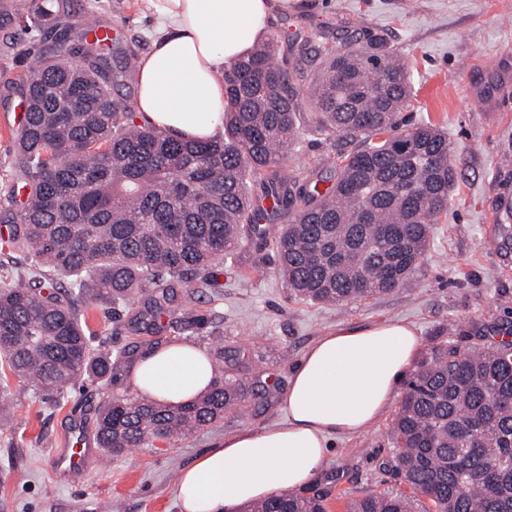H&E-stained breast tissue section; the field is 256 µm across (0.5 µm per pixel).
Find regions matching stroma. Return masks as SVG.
Listing matches in <instances>:
<instances>
[{
    "label": "stroma",
    "mask_w": 512,
    "mask_h": 512,
    "mask_svg": "<svg viewBox=\"0 0 512 512\" xmlns=\"http://www.w3.org/2000/svg\"><path fill=\"white\" fill-rule=\"evenodd\" d=\"M65 22L112 25L114 47L141 56L154 32L142 0H71ZM43 19L0 25V87L15 94L31 58L19 47L47 48ZM269 33H329L337 45L357 47L383 37L409 63L415 90L406 114L445 130L454 148L455 184L448 215L432 225L424 259L408 283L360 301L322 305L295 298L278 278L271 222L263 245L242 233L233 254L217 261L211 285L182 296V310L201 320L193 344L223 354L224 376L251 395L222 420L156 446L101 457L82 479L60 483L52 471L70 419L91 421L113 395L132 394L128 380L80 381L44 398L0 363V512H179L175 488L182 467L225 434L260 428L284 417L282 398L304 351L340 324L405 320L421 337L418 360L434 346L492 345L512 331V0H308L305 10L276 17ZM0 98V212L18 210L23 195L19 159ZM357 141L300 126L285 165L301 180L333 186L331 162ZM88 333L104 351L147 341L126 320L83 303ZM398 405L353 438H335L321 477L306 495L328 496V512L353 500L399 489L391 469Z\"/></svg>",
    "instance_id": "stroma-1"
}]
</instances>
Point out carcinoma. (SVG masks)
<instances>
[{
	"instance_id": "obj_1",
	"label": "carcinoma",
	"mask_w": 512,
	"mask_h": 512,
	"mask_svg": "<svg viewBox=\"0 0 512 512\" xmlns=\"http://www.w3.org/2000/svg\"><path fill=\"white\" fill-rule=\"evenodd\" d=\"M50 55L23 82L28 118L16 138L30 186L9 243L67 287L43 295L41 280L0 279V359L39 393L78 380L116 383L131 354L103 353L77 302L116 312L140 304L131 330L156 331L178 308L179 289L214 281L215 261L239 244L240 228L272 213L288 217L276 238L278 274L303 300L335 304L391 293L416 270L431 225L448 213L455 177L448 134L406 126L414 87L405 61L381 37L342 51L322 32L287 40L293 66L277 61L271 34L224 72V137L178 140L138 127L112 98L136 68L112 70V39L88 40L54 24ZM362 140L339 157L331 195L312 193L286 169L300 121ZM195 401L171 405L121 396L95 410L97 447L107 455L169 441L220 421L244 397L224 381L223 361ZM395 469L410 494L354 500L348 512H512V341L494 349L435 347L411 374L393 425ZM246 512H327L325 496L285 492Z\"/></svg>"
}]
</instances>
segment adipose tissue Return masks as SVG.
<instances>
[{"label": "adipose tissue", "instance_id": "obj_1", "mask_svg": "<svg viewBox=\"0 0 512 512\" xmlns=\"http://www.w3.org/2000/svg\"><path fill=\"white\" fill-rule=\"evenodd\" d=\"M156 25L137 68L135 111L144 124L186 139L222 137L223 72L245 56L271 18L303 0H147ZM413 323L339 325L293 369L283 420L225 435L183 468L181 512H237L248 502L297 491L321 471L333 437H353L394 401L420 349ZM208 354L174 343L140 359L138 392L177 405L212 382Z\"/></svg>", "mask_w": 512, "mask_h": 512}]
</instances>
